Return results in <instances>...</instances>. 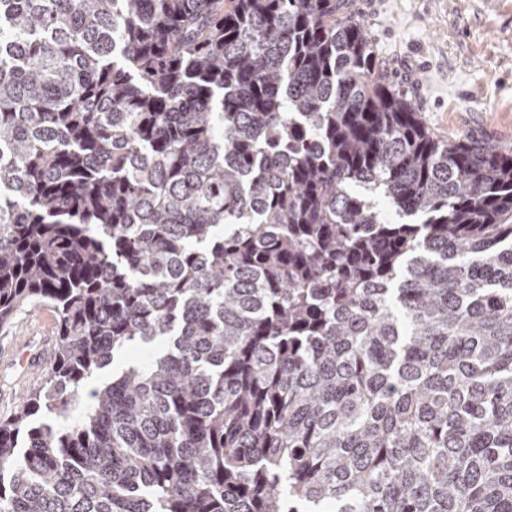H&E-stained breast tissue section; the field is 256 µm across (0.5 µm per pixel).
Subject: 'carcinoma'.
I'll return each mask as SVG.
<instances>
[{"instance_id":"carcinoma-1","label":"carcinoma","mask_w":512,"mask_h":512,"mask_svg":"<svg viewBox=\"0 0 512 512\" xmlns=\"http://www.w3.org/2000/svg\"><path fill=\"white\" fill-rule=\"evenodd\" d=\"M351 2L0 0V512H512V149ZM45 314L51 316L50 325L44 320ZM46 332L53 337L51 342L53 348L56 338L53 315L48 310L33 309L29 306L18 311L9 325L0 327V418L8 417L20 406L38 378V375L37 377L34 375V379L29 381L20 377L19 371L13 368L10 361L12 355L23 344L26 337L31 336L37 340ZM28 347V342H25L23 344L25 350L20 358V367L24 375H29L35 364L43 362L38 367L40 369L45 368L50 361L49 359L44 362L45 345L36 353L28 350Z\"/></svg>"}]
</instances>
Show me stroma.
Wrapping results in <instances>:
<instances>
[{
    "label": "stroma",
    "mask_w": 512,
    "mask_h": 512,
    "mask_svg": "<svg viewBox=\"0 0 512 512\" xmlns=\"http://www.w3.org/2000/svg\"><path fill=\"white\" fill-rule=\"evenodd\" d=\"M354 8L436 137L512 148V0H354ZM44 316L27 306L0 327V418L33 386L11 357L25 338L54 332Z\"/></svg>",
    "instance_id": "obj_1"
}]
</instances>
